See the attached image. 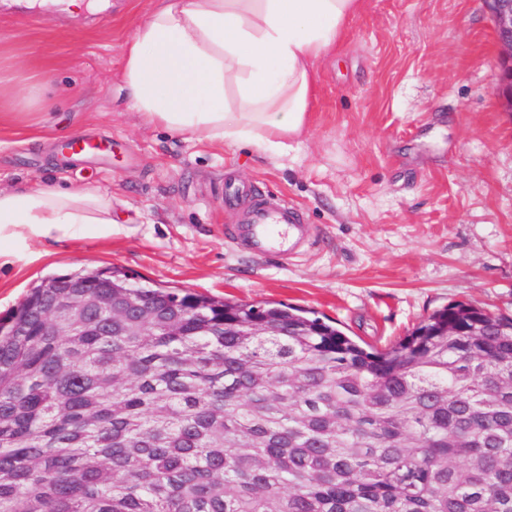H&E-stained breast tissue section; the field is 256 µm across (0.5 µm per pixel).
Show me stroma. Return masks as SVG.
Masks as SVG:
<instances>
[{"mask_svg":"<svg viewBox=\"0 0 512 512\" xmlns=\"http://www.w3.org/2000/svg\"><path fill=\"white\" fill-rule=\"evenodd\" d=\"M155 3L73 16L0 0V77L54 102L0 112V189L92 184L114 220L108 235L15 244L0 259V317L43 278L101 268L299 306L376 348L452 304L512 317V114L480 0H364L317 64L308 127L285 156L168 131L119 99L126 42ZM75 136L110 147L63 166ZM229 177L301 210L309 245L270 261L226 237L242 216L224 204Z\"/></svg>","mask_w":512,"mask_h":512,"instance_id":"obj_1","label":"stroma"}]
</instances>
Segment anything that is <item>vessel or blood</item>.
Here are the masks:
<instances>
[{
    "mask_svg": "<svg viewBox=\"0 0 512 512\" xmlns=\"http://www.w3.org/2000/svg\"><path fill=\"white\" fill-rule=\"evenodd\" d=\"M249 199L250 206L243 224L233 227L232 234L245 238L259 256H283L299 249L308 238V227L299 211L282 200L256 191L253 187L227 182L225 205Z\"/></svg>",
    "mask_w": 512,
    "mask_h": 512,
    "instance_id": "vessel-or-blood-1",
    "label": "vessel or blood"
}]
</instances>
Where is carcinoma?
<instances>
[{"label":"carcinoma","instance_id":"1","mask_svg":"<svg viewBox=\"0 0 512 512\" xmlns=\"http://www.w3.org/2000/svg\"><path fill=\"white\" fill-rule=\"evenodd\" d=\"M74 277L82 320L63 275L0 320V512H512L511 318L453 304L376 349L282 302ZM132 304L151 326L111 319Z\"/></svg>","mask_w":512,"mask_h":512}]
</instances>
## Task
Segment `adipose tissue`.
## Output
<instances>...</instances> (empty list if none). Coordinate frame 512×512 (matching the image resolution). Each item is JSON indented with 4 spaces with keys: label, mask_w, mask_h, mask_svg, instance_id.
Masks as SVG:
<instances>
[{
    "label": "adipose tissue",
    "mask_w": 512,
    "mask_h": 512,
    "mask_svg": "<svg viewBox=\"0 0 512 512\" xmlns=\"http://www.w3.org/2000/svg\"><path fill=\"white\" fill-rule=\"evenodd\" d=\"M363 0H160L126 43L122 91L147 122L284 155L308 123L315 64ZM112 198L50 181L0 190V258L15 242L112 231Z\"/></svg>",
    "instance_id": "1"
}]
</instances>
